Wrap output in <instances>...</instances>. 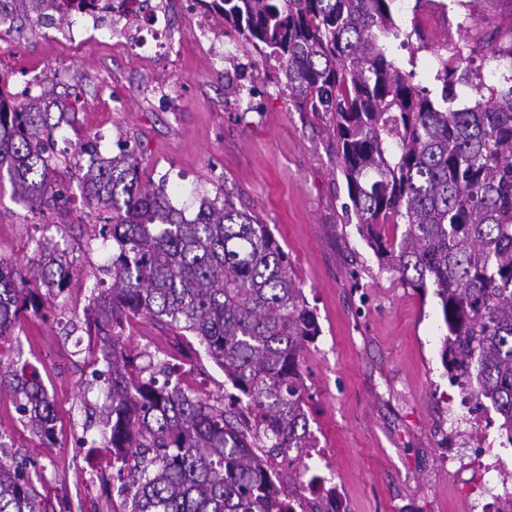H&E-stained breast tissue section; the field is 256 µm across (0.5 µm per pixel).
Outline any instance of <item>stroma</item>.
Masks as SVG:
<instances>
[{
	"instance_id": "stroma-1",
	"label": "stroma",
	"mask_w": 512,
	"mask_h": 512,
	"mask_svg": "<svg viewBox=\"0 0 512 512\" xmlns=\"http://www.w3.org/2000/svg\"><path fill=\"white\" fill-rule=\"evenodd\" d=\"M143 41L118 45L91 18L75 17L77 38L28 19L0 43V89L18 95L54 89L43 111L74 104L75 116L51 129L55 153L86 145L117 154L125 142L140 156L142 182L165 184L177 209L193 217L200 196L230 195L267 224L287 253L321 329L306 346L299 370L306 410L323 458L316 475L324 491L304 494L305 512H326L329 497L345 512H471L465 476L449 462L455 438L501 449L512 489V450L500 446L498 423L463 422V391L442 364L447 333L433 290L402 283L381 270L353 213L326 112H298L279 91L275 60L225 33L218 14L208 32L185 0H161ZM456 13H437L433 0H394L392 18L408 46L387 45L396 65L414 75L431 98L442 84L437 50L464 44L468 21L493 28L512 21V0H448ZM421 28L422 37L412 34ZM64 206L31 211L0 179V260L21 266L67 252L70 285L25 313L11 339V357L35 365L54 403V443L32 438L16 403L0 396V435L18 455L38 461L37 489L52 512H101L107 498L89 491L80 437L106 444L108 400L92 376L95 339L75 332L91 314V293L110 281L112 243L94 238L102 215L90 212L80 184L59 176ZM123 341L148 355L176 358L188 381L211 400L228 402L233 388L202 347H190L168 326L140 317L123 323ZM92 429H85L87 415Z\"/></svg>"
}]
</instances>
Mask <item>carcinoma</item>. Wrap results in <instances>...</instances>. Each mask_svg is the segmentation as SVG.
<instances>
[{"mask_svg":"<svg viewBox=\"0 0 512 512\" xmlns=\"http://www.w3.org/2000/svg\"><path fill=\"white\" fill-rule=\"evenodd\" d=\"M394 0H210L224 28L279 63L282 91L298 112H329L340 170L357 223L382 269L413 288H434L447 329L442 360L451 381L490 404L512 441V87L475 82L468 69L490 50L512 59V38L483 31L448 47L437 79L441 98L415 85L382 38L398 36ZM12 20L34 13L70 24L73 0H10ZM476 94L458 108L457 85ZM45 89L15 103L0 91V177L32 211L64 199L45 156L51 115ZM86 205L108 213L112 282L92 294L98 354L107 366L110 448L138 457L127 495L108 512H288L258 451L310 448L313 435L298 366L320 335L317 316L267 225L236 206L202 196L191 219L165 187L141 182L140 160L122 147L67 161ZM403 225L389 240L377 228ZM73 262L0 261V392L40 439L56 411L35 366L5 357L21 316L43 294L68 288ZM148 316L202 345L257 412L254 430L190 388L158 385L127 352L115 326ZM0 512H48L27 464L0 441Z\"/></svg>","mask_w":512,"mask_h":512,"instance_id":"carcinoma-1","label":"carcinoma"}]
</instances>
